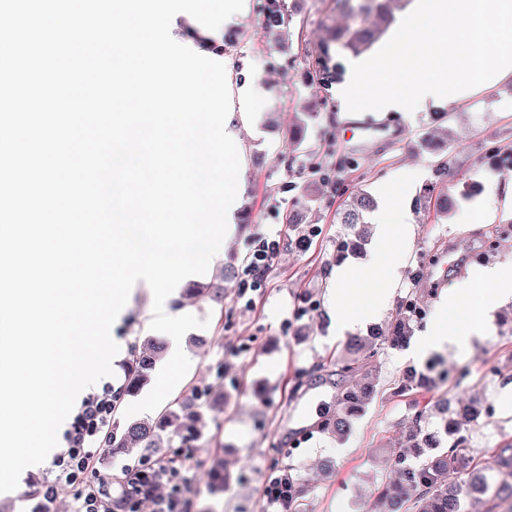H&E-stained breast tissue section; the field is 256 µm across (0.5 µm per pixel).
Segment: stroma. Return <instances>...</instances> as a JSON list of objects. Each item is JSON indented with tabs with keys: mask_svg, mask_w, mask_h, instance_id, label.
<instances>
[{
	"mask_svg": "<svg viewBox=\"0 0 512 512\" xmlns=\"http://www.w3.org/2000/svg\"><path fill=\"white\" fill-rule=\"evenodd\" d=\"M266 0H245L241 12L214 31L223 41L222 62L238 112L247 87L266 98L255 122L235 119L242 147L239 205L251 213L242 239L226 262L244 270V240L258 231L276 236L280 254L265 286L253 292L252 305L238 300L237 283H229L223 305L167 298L165 312L181 310L208 319L205 328L188 331L181 347L191 366L174 389L200 400V437L192 449L160 447V455L177 454L183 463L173 489L179 512H263L261 489L269 476L285 472L305 488L300 512H383L376 506L378 488L395 477L388 456L401 453L404 435L421 425L438 432L444 420L440 403H456L473 395L493 403L465 430L467 446L487 475L501 480L495 449L512 443V300L491 313L481 338L468 348H440L413 354L411 347H375L364 357V369L376 378L377 395L353 418L346 438L334 437L315 421L299 422L298 414L312 388L336 386L341 379L347 338H340L329 317V274L337 262V244L348 228L337 223L343 204L333 184L341 181L371 197L381 187L408 207L413 226L409 239L385 245L370 239L355 253L354 267L383 257L400 263L402 278L376 324L387 326L403 300L416 296L426 317L413 326L421 333L434 318L449 288L476 271L512 260V208L499 210L494 223L463 224L472 211L499 195L512 181L504 168L512 159V80L497 84L450 116L432 112H378L372 92H365L360 113L340 121L336 89L347 75L351 53L327 46V29L343 24L332 0H285L291 25L267 27ZM331 73L328 88L308 81L312 63ZM434 146L422 148V138ZM447 161V173L437 165ZM318 167L327 181L311 179ZM447 192L452 207L436 217L435 201ZM295 213L312 229L311 245L288 240L285 216ZM422 276H415L416 267ZM153 295L138 288L126 316L111 330L124 348L151 333ZM428 373L427 388L402 390L405 370ZM95 475L111 495L123 488L126 466L141 465L136 456L114 453L101 444ZM223 465L232 480L223 492L211 493L209 473ZM47 465L26 470L12 495L0 497V512H67L72 501L63 491L52 502L34 503L30 493L49 478Z\"/></svg>",
	"mask_w": 512,
	"mask_h": 512,
	"instance_id": "stroma-1",
	"label": "stroma"
}]
</instances>
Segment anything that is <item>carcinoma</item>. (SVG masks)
<instances>
[{"label":"carcinoma","mask_w":512,"mask_h":512,"mask_svg":"<svg viewBox=\"0 0 512 512\" xmlns=\"http://www.w3.org/2000/svg\"><path fill=\"white\" fill-rule=\"evenodd\" d=\"M392 0H336V9L342 12L348 23L344 27L329 29L330 39L344 49L354 52L368 48L393 23L394 15L388 4ZM266 24L284 26L292 22L284 0H266L264 9ZM370 206V199L358 194L356 203L340 213V223L351 228L364 223L363 211ZM236 277V270L221 269L217 281L206 286L184 289V296L191 300L206 299L224 306V282ZM414 318L407 306L400 307L389 326L392 342L399 344L407 339V328ZM162 345L154 339H147L136 345L126 360L125 375L115 395V409H120L124 398L134 397L148 385L156 367ZM375 384H344L338 393L336 415L328 427L343 434L349 428V420L358 413L375 394ZM481 403L465 399L454 408L448 409L447 435L453 441L446 448H430L423 463L417 467L405 463L402 455L392 460L399 480L382 490L379 499L388 500L397 506L409 505L415 512H460L461 500L472 493L487 494L490 485L481 472L479 463L467 465L461 443V425L479 418ZM200 412L181 401L174 402L156 420H140L127 424L120 430H112L106 441L117 452L131 455L154 453L155 438L164 430L172 429V441L184 447L199 435L197 424ZM471 467L469 479L456 480L466 467Z\"/></svg>","instance_id":"cac0c4a2"}]
</instances>
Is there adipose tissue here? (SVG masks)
Segmentation results:
<instances>
[{"mask_svg":"<svg viewBox=\"0 0 512 512\" xmlns=\"http://www.w3.org/2000/svg\"><path fill=\"white\" fill-rule=\"evenodd\" d=\"M512 79V0H413L412 13L378 55L353 61L338 86L340 119L358 109L367 86L378 89L379 112H427L455 108ZM398 265L370 264L363 279L371 290L352 287V267L331 272L330 317L344 336L386 309L398 285ZM512 297V262L481 269L449 289L414 353L438 346L460 348L479 334L489 312Z\"/></svg>","mask_w":512,"mask_h":512,"instance_id":"1","label":"adipose tissue"}]
</instances>
